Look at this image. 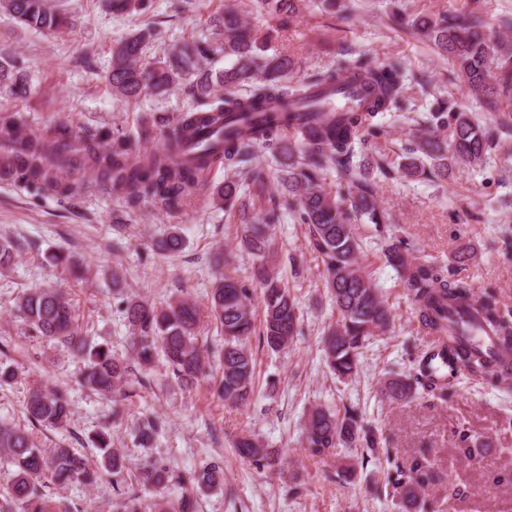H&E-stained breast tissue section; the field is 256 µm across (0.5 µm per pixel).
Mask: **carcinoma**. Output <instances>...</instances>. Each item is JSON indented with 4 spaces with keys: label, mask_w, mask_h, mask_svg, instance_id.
Listing matches in <instances>:
<instances>
[{
    "label": "carcinoma",
    "mask_w": 512,
    "mask_h": 512,
    "mask_svg": "<svg viewBox=\"0 0 512 512\" xmlns=\"http://www.w3.org/2000/svg\"><path fill=\"white\" fill-rule=\"evenodd\" d=\"M301 2L255 0L254 8L286 26L299 13ZM0 10L36 31H58L75 23L50 0H0ZM393 18L398 25L417 30L450 57L458 79L482 110L494 113L512 105V45L507 40H488L480 13L408 17L395 10ZM154 38L153 30L144 29L123 39L112 52L107 83L115 95L127 100L147 93L163 95L180 85L187 89L191 105L171 123L159 119L165 137L162 150L140 152L127 135L76 142L56 125L25 133L20 130L19 118L5 112L0 113V142L8 143L9 150L0 154V172L25 186L66 194L72 185L53 172L54 167L63 165L77 171L82 186L102 185L117 194L126 208L135 209L146 199L161 207L184 199L212 164L224 162L232 175L215 186L213 196L229 210L238 208L242 219L240 245L250 256L251 266L245 281L227 271L215 278L208 311L222 335L212 350L215 388L225 404L238 406L249 402L255 392V363L247 346L252 334L259 332L263 346L280 352L293 343L299 330L298 303L280 276L270 233V225L280 219L278 205L267 212L263 223H248L249 198L254 189L265 191L266 175L247 162L260 152L275 158L287 155L279 176L280 193L288 194L283 205L308 226L311 247L324 265L326 293L339 314L336 326L323 338L324 363L338 378L356 375L364 349L389 328L391 310L360 267L362 245L352 219L381 226L389 218L368 186L352 179L348 195L335 196L324 187L322 175L331 168L352 174L354 143L366 144L358 136L363 132L379 135L382 128L373 119L398 107L401 66L396 62L378 65L364 56L343 73L326 70L295 80L293 60L275 49L269 37L257 36L232 7L210 16L207 35L176 45L164 61L144 66L141 59ZM219 57L229 62L221 70L215 69ZM0 83L18 96L29 88L27 75L5 59L0 60ZM350 83L366 91L360 108L339 113L318 108L320 97ZM218 84L224 86L222 98L214 97ZM441 127L450 128L446 143L434 134ZM494 138L493 128L455 108L451 101L439 100L423 121L421 134L414 136L413 146L407 148L403 172L414 177L426 174L429 167L447 172L457 162L480 164ZM419 153L429 158L431 165H425L417 157ZM184 245L180 229L175 228L158 248L176 254ZM384 257L411 298L419 325L437 338L461 370L481 377L512 371V321L500 313L493 296L479 301L478 307L499 342L502 355L495 359L452 338L448 313L470 305L472 293L467 282L449 277L438 266L411 262L403 243L387 246ZM45 261L71 274L82 270V263L62 249L49 252ZM257 290L263 298V319L259 322L254 303ZM120 304L129 329V345L123 354L79 334L72 301L59 289L32 288L16 299L18 310L36 335L79 355V383L101 396L127 398L123 387L131 381L135 368L149 370L160 358L187 390L208 376L203 356L207 340L200 336L201 316L195 304L173 300L157 305L129 296L121 298ZM426 358L422 355L414 380L389 377L380 394L391 402L405 401L417 385L437 400L447 398L449 383L428 375ZM71 415L65 392L47 387L42 379L32 380L25 400L24 425H0V451L15 466L0 492V512H70L64 501L42 492L45 484L64 486L81 481L92 485L101 470L112 475L114 486L127 483L126 456L112 448V437L106 430L92 439L101 453L95 469L76 448L40 446L33 429H65ZM160 429L159 418L145 417L137 422L136 437L147 443ZM303 442L312 454L320 456L331 455L342 446L375 451L380 437L363 425L355 410L341 414L317 405L307 415ZM234 448L260 468L278 465L279 451L265 447L251 434L239 436ZM141 477L161 491L174 484L188 487L190 492L174 500L161 496L148 503L132 494L116 503V512H198V494L219 486L224 469L211 460L183 474L154 461L143 467ZM431 479L427 466H413L408 481L400 485L403 512H421L420 488Z\"/></svg>",
    "instance_id": "cac0c4a2"
}]
</instances>
